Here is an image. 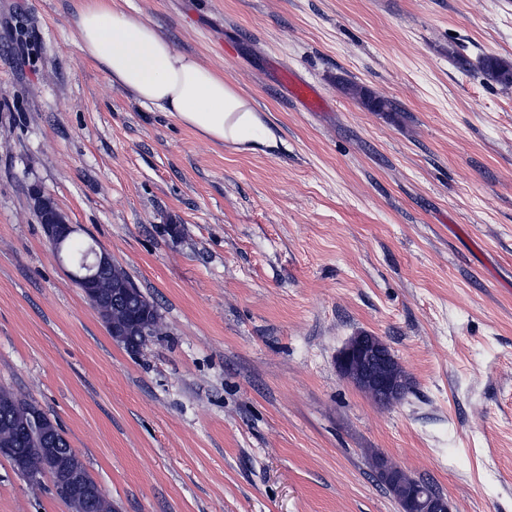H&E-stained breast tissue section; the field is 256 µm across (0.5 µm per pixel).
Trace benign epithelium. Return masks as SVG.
Instances as JSON below:
<instances>
[{
	"instance_id": "benign-epithelium-1",
	"label": "benign epithelium",
	"mask_w": 512,
	"mask_h": 512,
	"mask_svg": "<svg viewBox=\"0 0 512 512\" xmlns=\"http://www.w3.org/2000/svg\"><path fill=\"white\" fill-rule=\"evenodd\" d=\"M31 198L37 211L43 214V229L53 252L61 254L64 244L71 240L77 227L58 208L54 199L40 187L31 188ZM112 265V258L105 252H98L95 261L80 277L89 284L86 298L90 303L100 296L99 273ZM112 308L128 309L137 323L132 327H113L114 341L123 345L132 354L142 349V342L152 335L148 317V307L142 304L140 290L132 283L116 286L112 290ZM337 366L341 375L356 387L365 391L378 405L388 406L400 399L411 388V381L398 357L389 345L379 336L360 332L350 337L337 354ZM39 424L38 414L18 425L16 447L0 448V454L15 459L24 456L32 429ZM58 435L53 432L43 434L39 452L49 461L60 464L64 481L57 492L64 498L78 496L86 490L85 473L78 465L64 458L59 452ZM374 468L384 479L385 485L401 506V512H452L448 498L423 481L411 480L407 471L384 454L373 459Z\"/></svg>"
}]
</instances>
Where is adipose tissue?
<instances>
[{
  "mask_svg": "<svg viewBox=\"0 0 512 512\" xmlns=\"http://www.w3.org/2000/svg\"><path fill=\"white\" fill-rule=\"evenodd\" d=\"M75 24L83 56L142 104L212 143L266 154L277 149L276 134L223 72L177 50L118 0H81Z\"/></svg>",
  "mask_w": 512,
  "mask_h": 512,
  "instance_id": "adipose-tissue-1",
  "label": "adipose tissue"
}]
</instances>
